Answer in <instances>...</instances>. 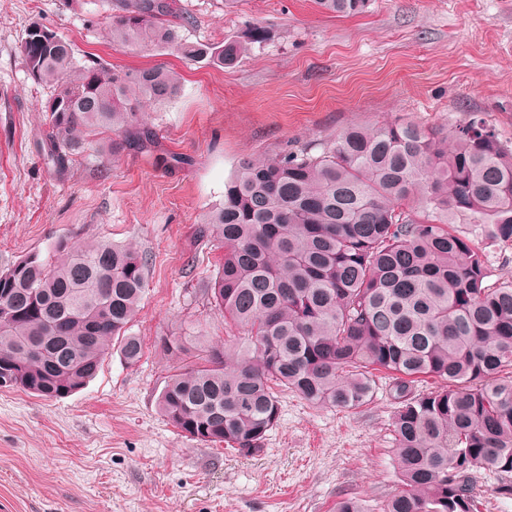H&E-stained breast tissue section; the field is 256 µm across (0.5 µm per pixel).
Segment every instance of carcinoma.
<instances>
[{
  "label": "carcinoma",
  "instance_id": "cac0c4a2",
  "mask_svg": "<svg viewBox=\"0 0 512 512\" xmlns=\"http://www.w3.org/2000/svg\"><path fill=\"white\" fill-rule=\"evenodd\" d=\"M359 14L369 0H316ZM180 0H114L112 43L174 49L232 65L267 37L250 26L208 47L187 41ZM25 32L32 80L54 87L42 105L51 132L45 165L65 171L77 133L108 128L143 149L141 116L180 92L154 67L80 64L54 33ZM204 223L224 259L202 289L233 335L168 376L159 410L185 436L253 454L279 423L278 391L340 410L368 404L375 373L389 374L402 489L384 512H481L477 478L512 496V275L493 276L512 242V148L473 116L446 130L415 121L351 126L317 153L294 146L240 161L224 203ZM468 224L473 233L455 231ZM479 241H474V238ZM146 261L130 244L59 241L0 270V372L10 390L51 401L84 389L118 340L125 362L143 356L128 333L146 289ZM420 376L443 382L417 393ZM336 512H369L345 496Z\"/></svg>",
  "mask_w": 512,
  "mask_h": 512
}]
</instances>
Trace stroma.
I'll use <instances>...</instances> for the list:
<instances>
[{"label":"stroma","instance_id":"stroma-1","mask_svg":"<svg viewBox=\"0 0 512 512\" xmlns=\"http://www.w3.org/2000/svg\"><path fill=\"white\" fill-rule=\"evenodd\" d=\"M180 2L189 42L216 46L253 23L269 38L222 67L114 45L112 0H0V269L100 237L148 260L130 329L140 362L113 351L85 389L54 401L0 390V512H335L354 493L381 512L401 486L385 383L357 410L281 393L278 425L244 455L160 414L167 377L189 360L163 343L220 344L229 332L200 294L224 257L202 229L241 159L314 147L351 125L445 128L474 113L512 147V0H369L349 17L315 0ZM34 22L80 63L178 77L179 96L147 114L149 150L109 155L102 133L64 175L47 170L33 141L48 129L39 107L52 88L27 76L19 51Z\"/></svg>","mask_w":512,"mask_h":512}]
</instances>
